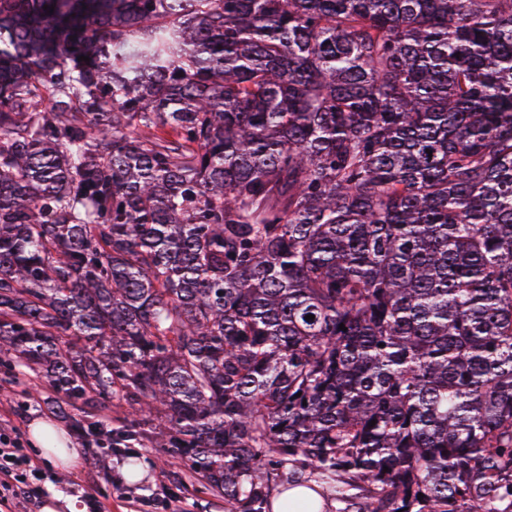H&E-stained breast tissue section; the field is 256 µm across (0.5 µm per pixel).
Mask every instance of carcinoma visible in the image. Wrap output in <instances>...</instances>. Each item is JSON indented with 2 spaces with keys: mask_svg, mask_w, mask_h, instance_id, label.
<instances>
[{
  "mask_svg": "<svg viewBox=\"0 0 512 512\" xmlns=\"http://www.w3.org/2000/svg\"><path fill=\"white\" fill-rule=\"evenodd\" d=\"M2 364L224 512H512V0H0Z\"/></svg>",
  "mask_w": 512,
  "mask_h": 512,
  "instance_id": "1",
  "label": "carcinoma"
}]
</instances>
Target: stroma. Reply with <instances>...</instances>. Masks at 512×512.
Here are the masks:
<instances>
[{"label":"stroma","instance_id":"35a3bbf8","mask_svg":"<svg viewBox=\"0 0 512 512\" xmlns=\"http://www.w3.org/2000/svg\"><path fill=\"white\" fill-rule=\"evenodd\" d=\"M54 393L30 375L0 367V421L27 435L29 423L42 418L61 426L80 459L69 474L53 472L45 490L73 501L76 512H224L223 500L187 489L176 476L184 467L169 449L144 437L85 451L72 422L49 401Z\"/></svg>","mask_w":512,"mask_h":512}]
</instances>
